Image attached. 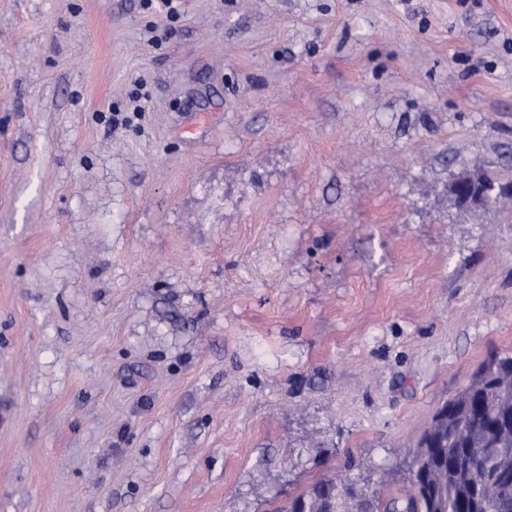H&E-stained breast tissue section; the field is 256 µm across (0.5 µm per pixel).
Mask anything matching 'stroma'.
I'll return each instance as SVG.
<instances>
[{
    "label": "stroma",
    "instance_id": "obj_1",
    "mask_svg": "<svg viewBox=\"0 0 512 512\" xmlns=\"http://www.w3.org/2000/svg\"><path fill=\"white\" fill-rule=\"evenodd\" d=\"M512 0H0V512L394 479L512 352ZM448 192L460 206L486 209L512 196V182L498 183L485 174L474 172L454 177Z\"/></svg>",
    "mask_w": 512,
    "mask_h": 512
}]
</instances>
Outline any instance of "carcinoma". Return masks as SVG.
Listing matches in <instances>:
<instances>
[{
	"label": "carcinoma",
	"instance_id": "carcinoma-1",
	"mask_svg": "<svg viewBox=\"0 0 512 512\" xmlns=\"http://www.w3.org/2000/svg\"><path fill=\"white\" fill-rule=\"evenodd\" d=\"M468 404L461 417L432 418L412 450L406 471L421 465L429 449L424 440L434 436L445 443L440 452L455 462L454 468L436 476L441 482L436 503L427 488L413 482L395 495L372 492L363 504L373 512H464L470 491L465 472L478 470L483 476L478 512H512V355L492 352L472 374L468 385L445 406L452 409ZM364 480V475L324 474L300 494L271 512H294L300 501L308 512H350L343 495L348 485Z\"/></svg>",
	"mask_w": 512,
	"mask_h": 512
}]
</instances>
